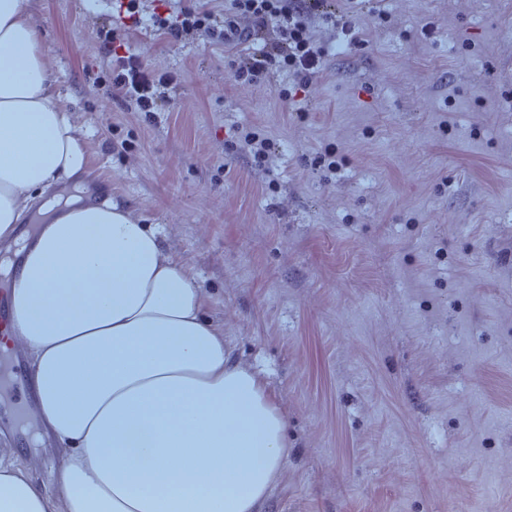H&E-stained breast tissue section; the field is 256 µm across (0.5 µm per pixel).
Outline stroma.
<instances>
[{
    "mask_svg": "<svg viewBox=\"0 0 512 512\" xmlns=\"http://www.w3.org/2000/svg\"><path fill=\"white\" fill-rule=\"evenodd\" d=\"M110 2L28 0L87 162L32 197L19 238L39 203L107 179L159 232L286 420L267 512H512V0H336L299 91L149 26L227 0H141L120 27ZM105 29L180 74L170 111H125L100 81ZM245 129L273 172L237 152ZM17 447L54 490L63 449L0 436Z\"/></svg>",
    "mask_w": 512,
    "mask_h": 512,
    "instance_id": "stroma-1",
    "label": "stroma"
}]
</instances>
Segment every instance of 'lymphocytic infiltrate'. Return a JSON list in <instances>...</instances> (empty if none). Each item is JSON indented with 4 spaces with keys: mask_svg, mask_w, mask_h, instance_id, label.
Listing matches in <instances>:
<instances>
[{
    "mask_svg": "<svg viewBox=\"0 0 512 512\" xmlns=\"http://www.w3.org/2000/svg\"><path fill=\"white\" fill-rule=\"evenodd\" d=\"M328 0H231L224 16L201 9H182L156 19L155 27L176 38L185 34L201 36L208 43L228 47L248 45L239 59L237 76L257 79L287 72L297 85H305L319 72L323 50L308 37L312 16L322 11ZM276 37L265 38L270 26ZM104 78L111 84L126 111L161 112L170 100L177 80L144 62L135 53L107 54Z\"/></svg>",
    "mask_w": 512,
    "mask_h": 512,
    "instance_id": "lymphocytic-infiltrate-1",
    "label": "lymphocytic infiltrate"
}]
</instances>
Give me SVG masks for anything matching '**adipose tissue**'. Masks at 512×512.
Instances as JSON below:
<instances>
[{"mask_svg":"<svg viewBox=\"0 0 512 512\" xmlns=\"http://www.w3.org/2000/svg\"><path fill=\"white\" fill-rule=\"evenodd\" d=\"M38 40L27 0H0V238L34 188L85 162ZM13 277L40 417L66 457L52 496L0 462V512H263L284 420L154 228L121 205L70 208Z\"/></svg>","mask_w":512,"mask_h":512,"instance_id":"obj_1","label":"adipose tissue"}]
</instances>
